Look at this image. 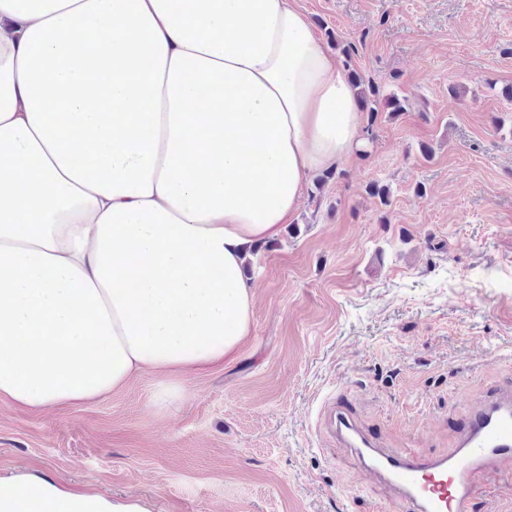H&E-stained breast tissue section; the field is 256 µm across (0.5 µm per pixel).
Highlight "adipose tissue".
Listing matches in <instances>:
<instances>
[{
  "mask_svg": "<svg viewBox=\"0 0 512 512\" xmlns=\"http://www.w3.org/2000/svg\"><path fill=\"white\" fill-rule=\"evenodd\" d=\"M356 90L294 0H0V401L41 411L223 362L253 246L354 154ZM148 512L47 481L0 512Z\"/></svg>",
  "mask_w": 512,
  "mask_h": 512,
  "instance_id": "obj_1",
  "label": "adipose tissue"
}]
</instances>
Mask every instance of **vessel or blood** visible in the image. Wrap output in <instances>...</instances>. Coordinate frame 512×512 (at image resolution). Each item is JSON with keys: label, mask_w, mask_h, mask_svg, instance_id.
Segmentation results:
<instances>
[{"label": "vessel or blood", "mask_w": 512, "mask_h": 512, "mask_svg": "<svg viewBox=\"0 0 512 512\" xmlns=\"http://www.w3.org/2000/svg\"><path fill=\"white\" fill-rule=\"evenodd\" d=\"M327 423L392 488L404 512H474L476 477L512 460V391L469 408L455 447L442 454L387 453L339 408H329Z\"/></svg>", "instance_id": "b4317fda"}]
</instances>
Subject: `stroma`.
Listing matches in <instances>:
<instances>
[{
    "mask_svg": "<svg viewBox=\"0 0 512 512\" xmlns=\"http://www.w3.org/2000/svg\"><path fill=\"white\" fill-rule=\"evenodd\" d=\"M297 4L337 36L345 71L404 112L379 110L362 151L309 181L293 224L258 244L239 352L164 404L152 373L73 408L0 401L1 482L149 512H399L322 407L388 451L439 454L467 405L512 386V0ZM375 180L389 206L368 195ZM476 496L512 512V461L477 477Z\"/></svg>",
    "mask_w": 512,
    "mask_h": 512,
    "instance_id": "stroma-1",
    "label": "stroma"
}]
</instances>
